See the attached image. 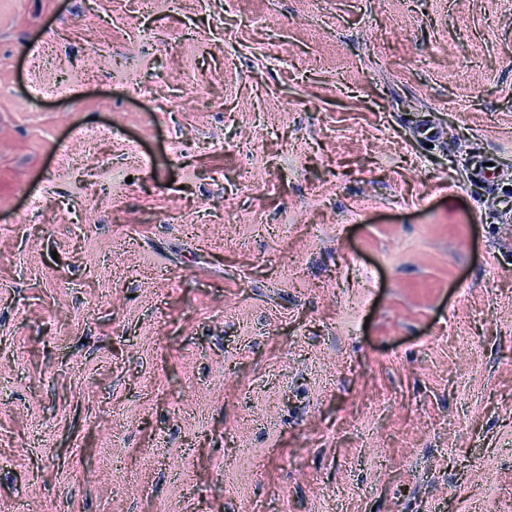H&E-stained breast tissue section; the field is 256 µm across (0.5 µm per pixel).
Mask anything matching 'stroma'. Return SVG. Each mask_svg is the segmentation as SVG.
Masks as SVG:
<instances>
[{"mask_svg":"<svg viewBox=\"0 0 512 512\" xmlns=\"http://www.w3.org/2000/svg\"><path fill=\"white\" fill-rule=\"evenodd\" d=\"M510 199L512 0H0V512H512ZM110 133V129L107 126H91L76 129L72 135V146L60 157L61 165L68 166L75 163L78 153L83 148L91 147L106 139Z\"/></svg>","mask_w":512,"mask_h":512,"instance_id":"1","label":"stroma"}]
</instances>
